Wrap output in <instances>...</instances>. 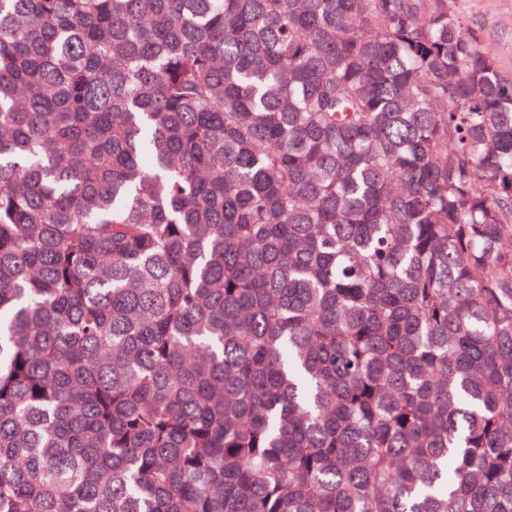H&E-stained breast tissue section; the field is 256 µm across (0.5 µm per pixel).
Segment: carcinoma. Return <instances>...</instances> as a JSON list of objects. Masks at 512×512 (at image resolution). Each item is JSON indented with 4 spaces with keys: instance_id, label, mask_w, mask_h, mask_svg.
I'll return each instance as SVG.
<instances>
[{
    "instance_id": "cac0c4a2",
    "label": "carcinoma",
    "mask_w": 512,
    "mask_h": 512,
    "mask_svg": "<svg viewBox=\"0 0 512 512\" xmlns=\"http://www.w3.org/2000/svg\"><path fill=\"white\" fill-rule=\"evenodd\" d=\"M0 512H512V77L451 0H0Z\"/></svg>"
}]
</instances>
